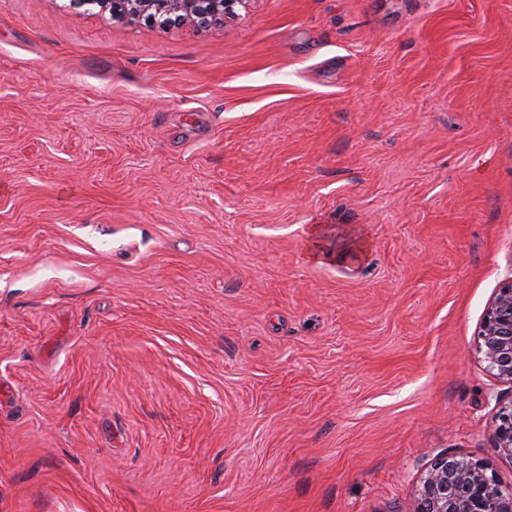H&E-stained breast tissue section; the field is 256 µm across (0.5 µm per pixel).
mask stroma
Here are the masks:
<instances>
[{"label":"stroma","mask_w":512,"mask_h":512,"mask_svg":"<svg viewBox=\"0 0 512 512\" xmlns=\"http://www.w3.org/2000/svg\"><path fill=\"white\" fill-rule=\"evenodd\" d=\"M511 280L512 0H0V512L512 485L475 351ZM72 0L73 6L81 5H97L103 10H109L112 16L122 19H131L136 13V18L146 15L147 8H152L148 5L152 0ZM141 9V10H140ZM140 10V11H139ZM166 13L174 14L173 21H191L200 27L222 24L224 19L234 16L235 7H246L251 0H163Z\"/></svg>","instance_id":"obj_1"}]
</instances>
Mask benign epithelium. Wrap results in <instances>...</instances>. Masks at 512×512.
Here are the masks:
<instances>
[{
  "label": "benign epithelium",
  "mask_w": 512,
  "mask_h": 512,
  "mask_svg": "<svg viewBox=\"0 0 512 512\" xmlns=\"http://www.w3.org/2000/svg\"><path fill=\"white\" fill-rule=\"evenodd\" d=\"M251 0H166V12L176 22L200 27L222 24ZM75 6L97 5L112 15L143 17L149 0H72ZM478 353L488 371L512 385V280L498 289L486 310ZM494 437L496 447L512 458V399L498 403ZM414 512H512V486L505 487L482 463L443 455L424 470L416 490Z\"/></svg>",
  "instance_id": "obj_1"
}]
</instances>
